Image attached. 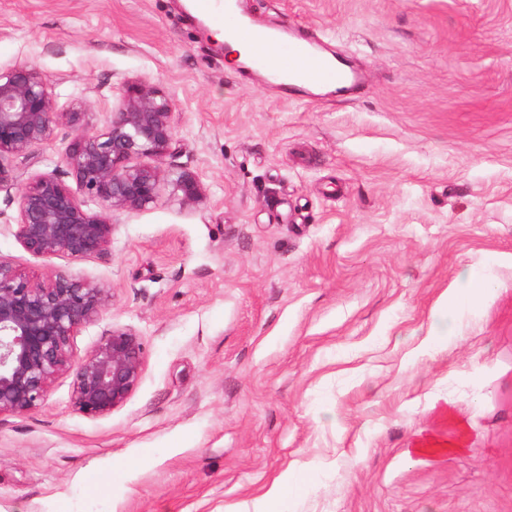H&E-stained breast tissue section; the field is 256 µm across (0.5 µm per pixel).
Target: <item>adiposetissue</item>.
Segmentation results:
<instances>
[{
    "mask_svg": "<svg viewBox=\"0 0 512 512\" xmlns=\"http://www.w3.org/2000/svg\"><path fill=\"white\" fill-rule=\"evenodd\" d=\"M488 294L489 291L482 282L472 276L462 279L455 288L443 292L432 310V323L420 344L421 350H431L446 341L457 329L461 313L485 300ZM440 418L453 428V436L447 437L438 432L426 435L417 442L415 454L464 452L468 438L464 420L450 407L441 411ZM305 483L304 469L287 468L261 493L251 499L225 506L224 512H279L280 504L288 496L299 494Z\"/></svg>",
    "mask_w": 512,
    "mask_h": 512,
    "instance_id": "ef3b65f1",
    "label": "adipose tissue"
}]
</instances>
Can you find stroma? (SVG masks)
I'll return each instance as SVG.
<instances>
[{"label":"stroma","instance_id":"obj_1","mask_svg":"<svg viewBox=\"0 0 512 512\" xmlns=\"http://www.w3.org/2000/svg\"><path fill=\"white\" fill-rule=\"evenodd\" d=\"M240 5L304 29L356 82L287 89L240 70L181 0H0V68L39 69L59 111L101 128L140 78L174 122L159 198L114 213L102 256H31L19 191H0V258L112 290L77 355L114 327L145 348L106 417L73 409L68 375L39 409L0 416V512H224L290 466L311 474L281 512H512V0ZM70 140L57 128L13 176L72 182ZM183 171L202 202L174 191ZM468 270L492 295L419 352ZM448 402L468 450L406 455Z\"/></svg>","mask_w":512,"mask_h":512}]
</instances>
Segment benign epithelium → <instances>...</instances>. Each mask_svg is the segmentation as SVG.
Instances as JSON below:
<instances>
[{"instance_id":"1","label":"benign epithelium","mask_w":512,"mask_h":512,"mask_svg":"<svg viewBox=\"0 0 512 512\" xmlns=\"http://www.w3.org/2000/svg\"><path fill=\"white\" fill-rule=\"evenodd\" d=\"M60 125L72 130L63 160L87 200L56 176H33L19 189L14 236L36 258L83 261L109 251L112 212L141 211L157 200L160 168L129 161L171 153L172 102L146 81H127L106 123L93 130L88 113L57 110L51 81L36 68L0 70V190L14 182L5 162L51 141ZM173 185L186 203L203 198L190 173ZM88 200L99 210L89 209ZM111 305L112 289L101 282L56 268L34 279L0 258V415L38 409L65 374L72 376V405L80 414L102 418L124 405L144 372L140 336L114 327L85 355L72 348L75 333Z\"/></svg>"}]
</instances>
